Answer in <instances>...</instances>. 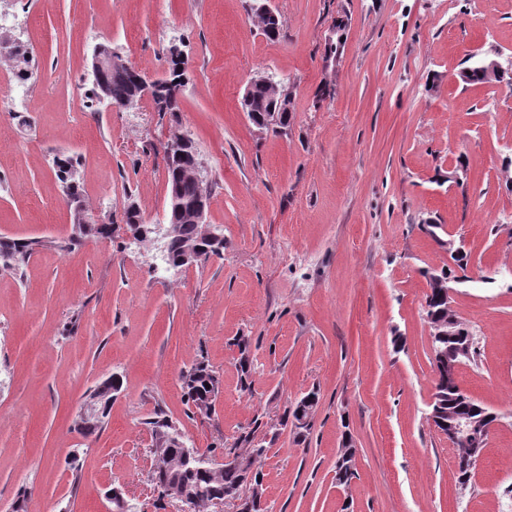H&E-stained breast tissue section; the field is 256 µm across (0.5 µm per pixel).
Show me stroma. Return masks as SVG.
<instances>
[{
	"mask_svg": "<svg viewBox=\"0 0 512 512\" xmlns=\"http://www.w3.org/2000/svg\"><path fill=\"white\" fill-rule=\"evenodd\" d=\"M266 2L275 41L253 0H0V35L38 65L22 84L0 54V237L56 242L0 270V512H112L115 486L155 503L158 409L205 452L260 420L271 512H500L512 497V289L496 280L512 267V87L459 77L471 54H512V0ZM174 39L188 62L179 114L149 99L84 107L95 47L155 77ZM261 72L288 86L286 128L257 129L240 108ZM176 130L210 172L206 220L224 255L168 270L155 242L129 238L124 212L133 202L145 223H166ZM60 151L79 158L110 239L59 249L71 225ZM457 164L461 190L448 186ZM451 235L471 254L453 306L477 341L459 381L499 416L465 488L458 449L428 419L425 273L447 266ZM200 361L223 378L208 416L181 390ZM114 376L103 428L81 434L82 406ZM311 391L300 436L287 417ZM347 439L355 475L340 486Z\"/></svg>",
	"mask_w": 512,
	"mask_h": 512,
	"instance_id": "35a3bbf8",
	"label": "stroma"
}]
</instances>
